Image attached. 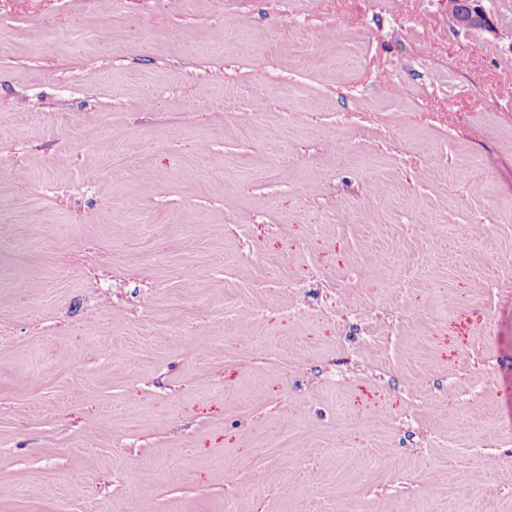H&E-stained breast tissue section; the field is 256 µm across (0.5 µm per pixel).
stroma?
<instances>
[{"instance_id":"stroma-1","label":"stroma","mask_w":512,"mask_h":512,"mask_svg":"<svg viewBox=\"0 0 512 512\" xmlns=\"http://www.w3.org/2000/svg\"><path fill=\"white\" fill-rule=\"evenodd\" d=\"M481 3L0 0V512H512ZM448 18L456 27L494 32V25L479 0H442Z\"/></svg>"}]
</instances>
